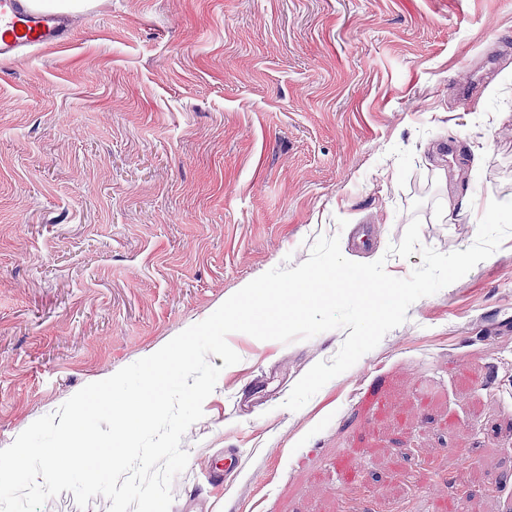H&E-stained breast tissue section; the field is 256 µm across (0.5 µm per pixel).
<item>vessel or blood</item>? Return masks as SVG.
<instances>
[{
	"instance_id": "vessel-or-blood-1",
	"label": "vessel or blood",
	"mask_w": 512,
	"mask_h": 512,
	"mask_svg": "<svg viewBox=\"0 0 512 512\" xmlns=\"http://www.w3.org/2000/svg\"><path fill=\"white\" fill-rule=\"evenodd\" d=\"M70 35L69 15L41 9L32 0H0V59L62 44Z\"/></svg>"
}]
</instances>
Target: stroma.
I'll return each instance as SVG.
<instances>
[{"mask_svg":"<svg viewBox=\"0 0 512 512\" xmlns=\"http://www.w3.org/2000/svg\"><path fill=\"white\" fill-rule=\"evenodd\" d=\"M0 60V449L319 236L470 247L512 200V0H91ZM512 236L299 411L337 329L228 335L174 512H512ZM239 460L211 478L225 452ZM470 463H463L462 455ZM358 470L361 483L340 480Z\"/></svg>","mask_w":512,"mask_h":512,"instance_id":"stroma-1","label":"stroma"}]
</instances>
